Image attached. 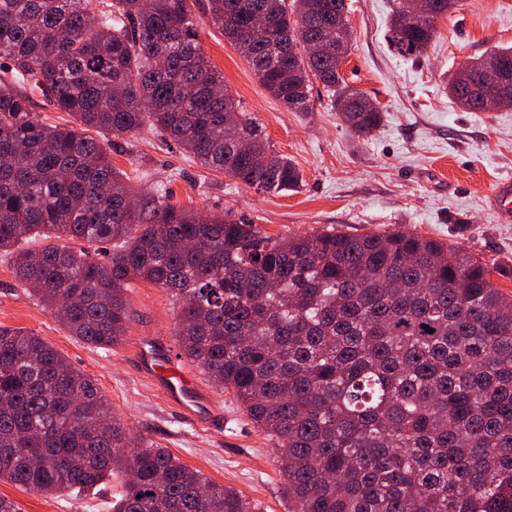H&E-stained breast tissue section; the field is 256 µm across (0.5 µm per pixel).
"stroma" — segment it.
<instances>
[{
    "label": "stroma",
    "mask_w": 512,
    "mask_h": 512,
    "mask_svg": "<svg viewBox=\"0 0 512 512\" xmlns=\"http://www.w3.org/2000/svg\"><path fill=\"white\" fill-rule=\"evenodd\" d=\"M353 32L342 73L379 104L383 120L367 139L352 136L330 108L321 83L311 109L293 112L261 85L243 55L209 23V0H196L199 43L273 150L303 174L299 190L263 193L163 143L157 134L99 133L114 167L139 193L165 185L176 206L203 216L244 215L266 235L288 238L333 230L350 235L402 231L454 244L492 267L491 279L512 295V222L500 221L488 196L512 176V109L466 112L445 89L459 63L512 45V0H457L437 24L426 55L407 60L390 48L389 20L398 0H348ZM130 320L123 338L100 349L69 336L58 319L23 288L8 256L0 255V325L43 337L75 368L91 375L114 412L133 432V445L168 449L208 479L240 491L261 512H288V496L266 433L233 393L216 388L181 356L175 334L179 309L168 292L141 281L127 292ZM162 339L171 362L208 393L224 422L210 426L180 416L137 355ZM0 496L21 512H109L107 500L85 493L48 497L0 479Z\"/></svg>",
    "instance_id": "stroma-1"
}]
</instances>
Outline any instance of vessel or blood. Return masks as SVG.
<instances>
[{
    "label": "vessel or blood",
    "instance_id": "vessel-or-blood-1",
    "mask_svg": "<svg viewBox=\"0 0 512 512\" xmlns=\"http://www.w3.org/2000/svg\"><path fill=\"white\" fill-rule=\"evenodd\" d=\"M489 203L502 221L512 220V177L500 179L489 196ZM141 366L151 370L168 402L183 416L206 424L219 422L204 394L198 391L173 363L162 355L160 349L151 348L139 354Z\"/></svg>",
    "mask_w": 512,
    "mask_h": 512
}]
</instances>
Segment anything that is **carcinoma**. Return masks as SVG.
Wrapping results in <instances>:
<instances>
[{"label": "carcinoma", "instance_id": "1", "mask_svg": "<svg viewBox=\"0 0 512 512\" xmlns=\"http://www.w3.org/2000/svg\"><path fill=\"white\" fill-rule=\"evenodd\" d=\"M425 26L391 19L396 53L423 57ZM346 0H210L212 23L292 112L310 83L341 112L366 94L311 44L348 25ZM189 0H0V253L69 335L99 348L130 319L141 280L172 294L181 354L233 392L278 450L290 512H512V295L471 254L404 232L274 240L253 221L203 217L161 187L138 197L88 136L147 127L263 192L298 189L198 42ZM39 91L79 129L31 111ZM448 96L468 112L457 75ZM357 137L382 111L347 112ZM65 237L73 245H59ZM30 239L46 244L22 248ZM433 332H427V329ZM130 432L96 381L42 337L0 326V478L53 496L129 475L111 512H260Z\"/></svg>", "mask_w": 512, "mask_h": 512}]
</instances>
